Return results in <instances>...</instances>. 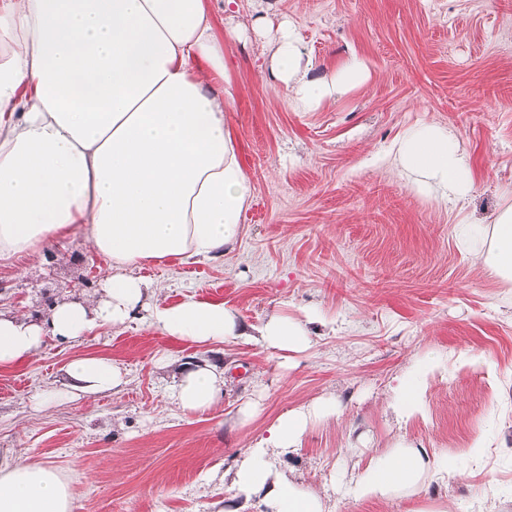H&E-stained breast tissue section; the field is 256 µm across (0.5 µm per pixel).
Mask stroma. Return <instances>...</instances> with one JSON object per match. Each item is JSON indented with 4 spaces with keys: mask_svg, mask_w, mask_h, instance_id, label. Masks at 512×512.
Returning <instances> with one entry per match:
<instances>
[{
    "mask_svg": "<svg viewBox=\"0 0 512 512\" xmlns=\"http://www.w3.org/2000/svg\"><path fill=\"white\" fill-rule=\"evenodd\" d=\"M242 0L234 17L210 0L225 52L227 122L254 186L243 229L220 257L133 268L160 301H223L248 324L276 312L312 318L311 348L282 367L249 338L200 347L153 327L139 309L73 342L46 339L26 363L0 367V459L21 448L71 478L74 512H262L224 474L284 411L335 399L340 419L314 425L278 467L308 490L348 477L357 459L407 440L448 457L458 478L427 494L347 501L331 512H512V288L456 244L453 215L414 196L387 163L407 127L452 129L476 189L480 224L512 201V0ZM293 22L316 74L350 54L371 79L316 112H297L261 51ZM111 272L81 233L42 256L0 259V310L45 318L58 297L97 295ZM83 355L121 367L117 391L72 398L67 364ZM426 371L420 412L384 410L395 377ZM224 370V398L188 414L170 401L183 365ZM261 414L241 422L249 402ZM483 441V452L473 444Z\"/></svg>",
    "mask_w": 512,
    "mask_h": 512,
    "instance_id": "obj_1",
    "label": "stroma"
}]
</instances>
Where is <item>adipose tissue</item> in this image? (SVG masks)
<instances>
[{
  "mask_svg": "<svg viewBox=\"0 0 512 512\" xmlns=\"http://www.w3.org/2000/svg\"><path fill=\"white\" fill-rule=\"evenodd\" d=\"M268 51L270 73L297 112L318 111L371 74L353 54L314 75L290 23ZM226 72L209 0H0V259L41 255L78 227L112 264L98 297L56 299L43 321L0 311V367L31 359L45 336L72 341L96 326L124 325L150 291L132 267L234 248L254 187L224 118ZM388 156L411 192L463 212L475 181L448 128L409 127ZM458 234L463 248L512 284V203L483 224L481 238L463 221ZM149 319L198 345L247 333L233 308L193 296L154 303ZM309 325L275 313L256 331L284 358L311 347ZM66 374L83 395L123 383L120 368L95 355L75 358ZM223 389V372L197 364L183 371L171 400L186 413L208 412ZM339 416L335 401L324 399L278 416L265 446L236 460L234 498H259L267 512H329L322 493L301 489L274 459L296 452L316 423ZM452 471V463L401 441L355 463L343 494L409 496ZM73 508L70 483L55 465L26 451L0 461V512Z\"/></svg>",
  "mask_w": 512,
  "mask_h": 512,
  "instance_id": "adipose-tissue-1",
  "label": "adipose tissue"
}]
</instances>
